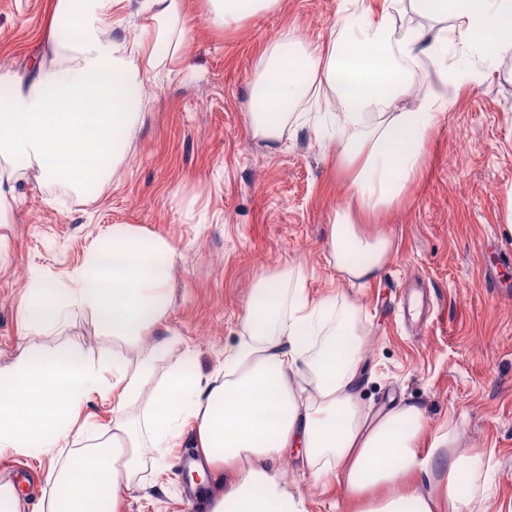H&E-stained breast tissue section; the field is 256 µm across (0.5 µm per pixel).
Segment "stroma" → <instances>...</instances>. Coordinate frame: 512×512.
<instances>
[{"mask_svg":"<svg viewBox=\"0 0 512 512\" xmlns=\"http://www.w3.org/2000/svg\"><path fill=\"white\" fill-rule=\"evenodd\" d=\"M346 0H283L270 12L217 27L206 0H184L181 60L149 74L153 100L103 189L81 192L34 175L14 182L0 224V362L29 346L77 345L109 360L134 359L121 340L96 333L93 317L31 336L17 300L30 270L62 279L114 224L166 237L176 248L166 322L174 357L191 356L202 379L224 376L241 343L251 289L264 274L298 265L314 299L353 303L365 339L358 399L369 414L393 402L420 405L431 428L459 424L462 447L492 453L475 481L474 512H512V53L448 89L451 108L425 150L422 169L390 210L355 217L358 232L391 251L379 276L347 281L327 249L334 213L353 172L310 125L288 123L276 144L253 137L247 112L255 62L284 28L330 42ZM48 0H0V61L28 74L49 58ZM194 426L165 458L146 451L121 512H205L191 504L179 466ZM49 460L0 453V479L16 483L26 512L50 496ZM284 467L309 512H344L346 492L315 480L304 455Z\"/></svg>","mask_w":512,"mask_h":512,"instance_id":"obj_1","label":"stroma"}]
</instances>
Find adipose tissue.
I'll use <instances>...</instances> for the list:
<instances>
[{
  "mask_svg": "<svg viewBox=\"0 0 512 512\" xmlns=\"http://www.w3.org/2000/svg\"><path fill=\"white\" fill-rule=\"evenodd\" d=\"M124 0H51L53 56L22 78L0 66V223L19 168L74 188L102 186L151 101L145 76L178 55L185 33L183 0H142L144 22L130 39L112 36ZM280 0H207L208 21L223 27L277 8ZM372 16L354 0L331 43L303 45L288 28L258 57L248 121L255 136L278 142L301 107L335 95L341 165L355 168L347 211L335 214L327 245L351 282L378 276L390 250L360 234L352 211L390 209L418 172L430 133L450 108L447 90L397 111L417 78L420 55L451 79L450 53L493 60L512 48V0H410L420 14L450 20L447 34L425 43L421 29L397 33L392 6ZM176 249L162 235L126 224L110 227L66 279L31 272L18 309L25 331L54 332L75 312L92 314L100 333L132 344L135 360L105 362L82 348H33L0 363V450L45 456L52 465L47 512H119L145 449L175 447L187 422L204 481L214 488L209 512H308L283 462L303 449L315 479H334L349 512H472L460 477L479 455L459 448L458 427L431 429L422 407L399 404L370 416L357 402L363 339L351 308L308 294L302 276H261L243 317L245 339L224 362L222 382H205L182 361L156 376L174 347L166 325ZM112 395V424L79 426L92 393ZM140 414H132L134 404Z\"/></svg>",
  "mask_w": 512,
  "mask_h": 512,
  "instance_id": "ef3b65f1",
  "label": "adipose tissue"
}]
</instances>
